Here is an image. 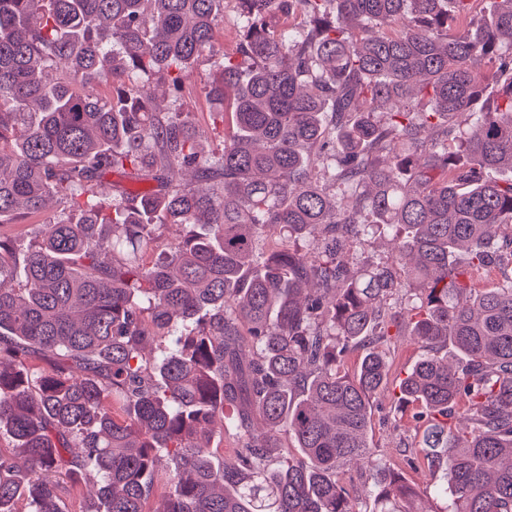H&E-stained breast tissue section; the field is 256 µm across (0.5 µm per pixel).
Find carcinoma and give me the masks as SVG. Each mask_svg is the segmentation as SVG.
I'll return each mask as SVG.
<instances>
[{
	"mask_svg": "<svg viewBox=\"0 0 512 512\" xmlns=\"http://www.w3.org/2000/svg\"><path fill=\"white\" fill-rule=\"evenodd\" d=\"M219 2L0 0V224L54 196L81 214L24 251L0 232V512H65L81 483L85 512H349L361 460L371 512H412L426 490L368 441L387 356L339 371L407 326L427 353L400 401L446 512H512V179L489 176L512 172V0H238L210 158L149 79L181 90ZM109 173L154 186L109 199ZM157 222L191 230L149 261ZM394 249V241L391 236H376L372 238L366 245L359 251L357 261L363 262L366 260L378 261L390 258Z\"/></svg>",
	"mask_w": 512,
	"mask_h": 512,
	"instance_id": "1",
	"label": "carcinoma"
}]
</instances>
